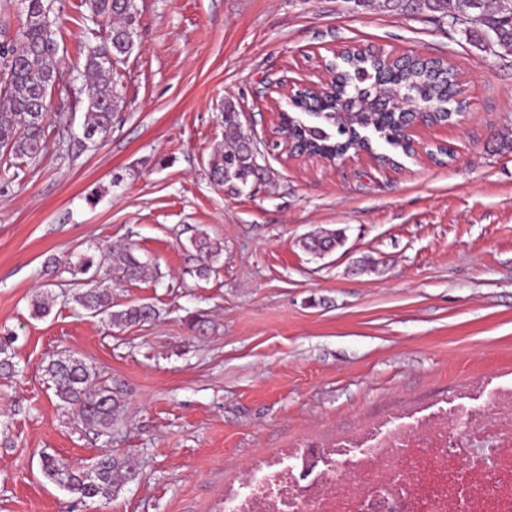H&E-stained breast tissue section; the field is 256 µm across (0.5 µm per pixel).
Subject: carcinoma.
Returning a JSON list of instances; mask_svg holds the SVG:
<instances>
[{"instance_id":"cac0c4a2","label":"carcinoma","mask_w":512,"mask_h":512,"mask_svg":"<svg viewBox=\"0 0 512 512\" xmlns=\"http://www.w3.org/2000/svg\"><path fill=\"white\" fill-rule=\"evenodd\" d=\"M19 31L11 33L10 20L0 15V171L11 183L36 163L46 148L51 123L48 112L56 94L76 95L85 104L83 131L87 136L68 144L81 150L87 144L102 139L112 128L124 102L118 92L122 73L109 61L108 55H130L134 46L129 34L134 18L133 0H83L82 19L105 24L107 33L93 46L78 44L83 55L84 81L79 88L65 82V72L58 57V36L62 35L63 21L53 8V0H21ZM382 7L399 14H429L438 21L459 26L467 39L492 53L498 49L512 53V0H381ZM494 32L493 44L485 43L484 34ZM340 68L338 97L370 98L376 91V79L384 76L394 94H413L422 99L436 100L437 112L431 121L442 123L447 113L442 95L447 84L454 83L453 75H438L447 69L441 60L426 62L407 57L402 65L387 68L370 52L347 51ZM297 114L288 116V128L293 138L303 144L307 153L330 155L357 150L360 143L373 135L386 144L406 150V139L401 134L402 118L391 108L359 112L347 121L339 108L323 106L317 109L296 105ZM225 146L217 150L209 161L210 176L218 183L236 192L249 182L263 177L257 163L258 148L245 133L240 113L229 105L224 108ZM340 230H331L304 242L314 255L330 252L342 241ZM203 266L200 272L210 270L213 258L222 246L201 236L195 242ZM113 268L120 280L140 279L144 265L127 248L113 252L106 248ZM101 264L93 255H82L68 262L72 285L78 288L76 304L90 317H101L115 327L144 324L154 318V309L146 304L130 305L122 309L112 303V278L98 277ZM8 337L0 341V374L15 371L13 354L9 353ZM45 372L54 385V394L64 405L74 408L81 420L103 435L112 431L122 403L119 392L99 380L95 368L83 360L71 357L52 358ZM97 469L75 468L52 455L41 457V471L51 482L69 494L83 500L105 498L118 494L123 485L138 475L137 461L127 455L116 457L105 454L96 460Z\"/></svg>"}]
</instances>
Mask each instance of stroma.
I'll use <instances>...</instances> for the list:
<instances>
[{
	"mask_svg": "<svg viewBox=\"0 0 512 512\" xmlns=\"http://www.w3.org/2000/svg\"><path fill=\"white\" fill-rule=\"evenodd\" d=\"M135 5L110 133L68 153L85 108L55 97L38 167L0 191V335L17 336V371L0 377V512H215L258 453L512 373V54L357 0ZM55 8L58 55L82 66L78 0ZM367 45L447 61L468 111L416 127L410 157L379 139L345 161L290 154L280 84L320 82L333 49ZM229 102L265 168L239 193L208 175ZM333 229L345 238L332 253L304 249ZM203 233L223 245L205 276ZM108 244L146 263L112 300L151 305V322L78 316L69 274L45 269ZM42 290L54 301L34 319ZM60 355L123 395L111 436L59 406L43 368ZM105 449L139 463L111 500L77 499L41 472L42 455L85 466Z\"/></svg>",
	"mask_w": 512,
	"mask_h": 512,
	"instance_id": "35a3bbf8",
	"label": "stroma"
}]
</instances>
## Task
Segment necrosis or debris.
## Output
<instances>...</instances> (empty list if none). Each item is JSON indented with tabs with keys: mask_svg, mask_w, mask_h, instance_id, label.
Here are the masks:
<instances>
[{
	"mask_svg": "<svg viewBox=\"0 0 512 512\" xmlns=\"http://www.w3.org/2000/svg\"><path fill=\"white\" fill-rule=\"evenodd\" d=\"M220 512H512V378L258 454Z\"/></svg>",
	"mask_w": 512,
	"mask_h": 512,
	"instance_id": "4bbe7bcc",
	"label": "necrosis or debris"
}]
</instances>
